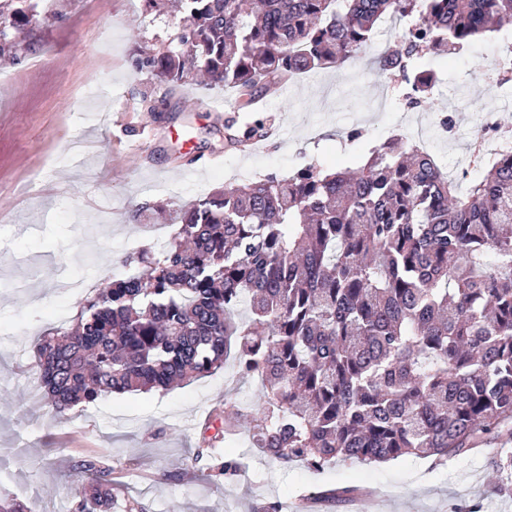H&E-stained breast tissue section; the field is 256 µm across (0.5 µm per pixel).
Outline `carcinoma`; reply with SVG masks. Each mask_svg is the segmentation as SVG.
Here are the masks:
<instances>
[{
	"mask_svg": "<svg viewBox=\"0 0 512 512\" xmlns=\"http://www.w3.org/2000/svg\"><path fill=\"white\" fill-rule=\"evenodd\" d=\"M40 0H0V51L27 49ZM183 15L140 66L174 87L251 96L342 68L407 19L381 69L429 102V52L503 31L512 0H173ZM462 181L391 139L355 172L308 164L173 209L161 247L113 260L71 328L35 346L57 416L114 394H164L233 360L258 381L252 446L318 470L463 452L512 421V151ZM512 482V451L494 454ZM73 512H109L113 468L75 463Z\"/></svg>",
	"mask_w": 512,
	"mask_h": 512,
	"instance_id": "1",
	"label": "carcinoma"
}]
</instances>
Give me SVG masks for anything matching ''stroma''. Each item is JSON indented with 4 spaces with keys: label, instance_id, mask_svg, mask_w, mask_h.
<instances>
[{
    "label": "stroma",
    "instance_id": "stroma-1",
    "mask_svg": "<svg viewBox=\"0 0 512 512\" xmlns=\"http://www.w3.org/2000/svg\"><path fill=\"white\" fill-rule=\"evenodd\" d=\"M47 21L31 33L34 50L0 56L11 93L0 117V486L32 512H70L80 452L101 451L121 474L112 512L127 500L141 512H259L267 502L304 499L318 512H352L368 493V512H512V492L492 454L512 448V425L485 450L444 458L404 457L384 464L337 463L315 471L282 465L251 448L238 431L215 449L238 460L237 475L215 481L197 449L210 438L225 399L255 405L258 383L233 365L164 395H114L59 419L37 384L34 345L68 326L85 293L71 282L100 287L113 257L162 245L172 224L137 205L187 203L225 183L283 176L308 163L325 170L358 168L376 143L464 99L452 138L432 136V152L448 172L482 174L468 147L486 115L512 121V93L496 94L479 77L494 41L461 53L423 58L437 82L427 112L402 113L405 93L379 69L375 55L343 70L286 81L261 95L279 138L244 147L224 135L253 124L254 113L220 88L171 89L137 69L139 53L165 41L176 20L144 0H43ZM364 135L348 141L350 129ZM54 178L55 192L43 183Z\"/></svg>",
    "mask_w": 512,
    "mask_h": 512
}]
</instances>
